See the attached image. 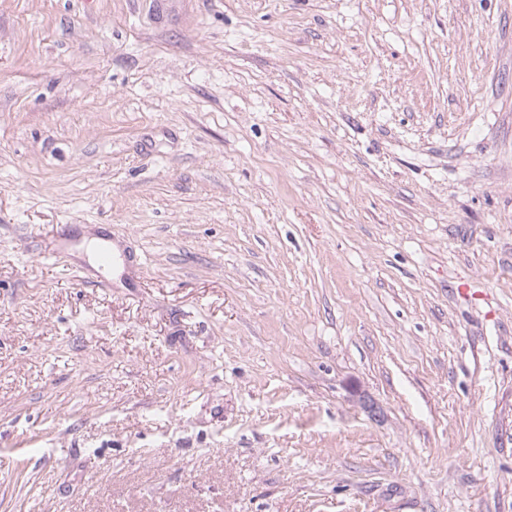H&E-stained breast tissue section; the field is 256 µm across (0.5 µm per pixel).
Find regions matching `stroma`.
Instances as JSON below:
<instances>
[{
	"mask_svg": "<svg viewBox=\"0 0 512 512\" xmlns=\"http://www.w3.org/2000/svg\"><path fill=\"white\" fill-rule=\"evenodd\" d=\"M0 512H512V0H0ZM98 240L97 257L100 267L112 269L114 272L125 265V257L112 248V234L104 233Z\"/></svg>",
	"mask_w": 512,
	"mask_h": 512,
	"instance_id": "35a3bbf8",
	"label": "stroma"
}]
</instances>
